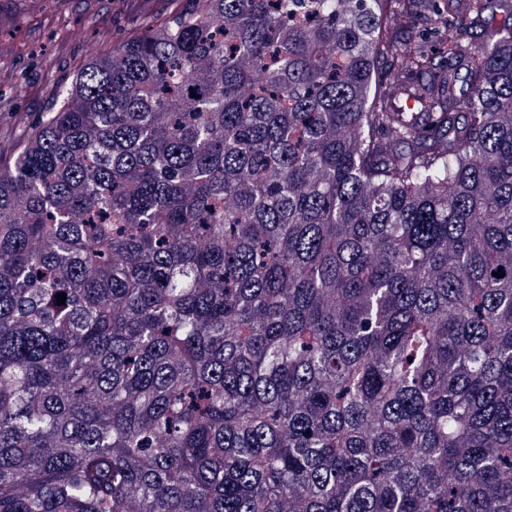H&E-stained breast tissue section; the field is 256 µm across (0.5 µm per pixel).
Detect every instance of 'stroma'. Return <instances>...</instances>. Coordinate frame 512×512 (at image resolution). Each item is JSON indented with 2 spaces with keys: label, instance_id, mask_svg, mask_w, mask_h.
Listing matches in <instances>:
<instances>
[{
  "label": "stroma",
  "instance_id": "stroma-1",
  "mask_svg": "<svg viewBox=\"0 0 512 512\" xmlns=\"http://www.w3.org/2000/svg\"><path fill=\"white\" fill-rule=\"evenodd\" d=\"M195 0H0V168L92 60L194 9Z\"/></svg>",
  "mask_w": 512,
  "mask_h": 512
}]
</instances>
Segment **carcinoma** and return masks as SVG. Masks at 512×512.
<instances>
[{"label":"carcinoma","mask_w":512,"mask_h":512,"mask_svg":"<svg viewBox=\"0 0 512 512\" xmlns=\"http://www.w3.org/2000/svg\"><path fill=\"white\" fill-rule=\"evenodd\" d=\"M388 2L200 0L56 88L0 169V512H512V7Z\"/></svg>","instance_id":"carcinoma-1"}]
</instances>
